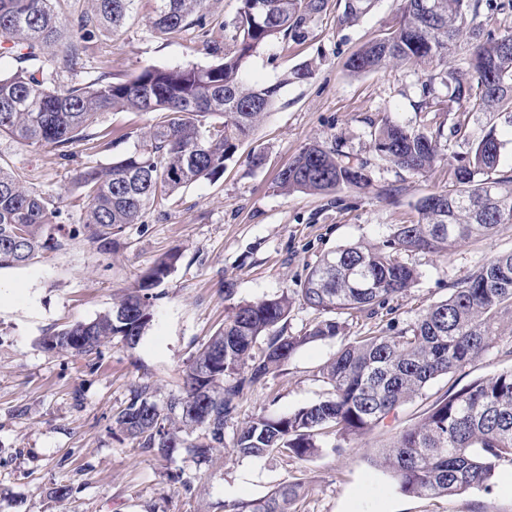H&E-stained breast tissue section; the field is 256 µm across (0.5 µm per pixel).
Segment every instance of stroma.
<instances>
[{
  "instance_id": "stroma-1",
  "label": "stroma",
  "mask_w": 512,
  "mask_h": 512,
  "mask_svg": "<svg viewBox=\"0 0 512 512\" xmlns=\"http://www.w3.org/2000/svg\"><path fill=\"white\" fill-rule=\"evenodd\" d=\"M400 0H376L355 25L338 28L344 0H331L296 41L274 39L246 66L249 80L280 84L278 102L226 161L216 179H202L166 200L148 204L140 223L126 225L108 249L99 248L83 227L74 178L105 167L134 151L140 135L159 119L153 112L100 113L94 131L108 132L106 149L87 142L71 146L68 158L50 147L25 146L0 136V165L24 176L27 186L58 206L59 248L32 262L0 268V512H224L225 504L263 498L280 484L303 479L308 493L300 512H512V462L502 461L490 488L455 496H409L376 465L382 448L417 423L437 399L479 378L512 368V355L490 350L453 377L429 383L422 394L365 436L336 450L326 437L319 455L300 461L278 455L241 457L231 441L238 425L257 415L280 416L323 399L319 370L341 347L339 340L307 344L265 384L247 389L225 429L223 448L197 462L185 448L173 464L145 452L136 440L113 433L114 416L134 387L148 383L160 397L179 393L183 370L197 349L224 324L235 301H257L299 287L326 254L359 242L378 243L400 224L417 220V201L448 185L451 170L489 130L504 142L499 173H512V114L469 111L453 104L441 126L444 159L415 175L380 161L371 134L384 120L409 128L436 123L417 110L424 73L389 67L351 74L345 63L363 43L394 24ZM156 0H135L120 30L94 33L79 64L64 69L52 54L35 61L50 86L128 80L146 65L208 66L213 45L231 35L239 0H207L206 26L158 34L152 27ZM310 64L313 79L285 77ZM465 120V136L451 134ZM337 142L343 154L363 160L371 177L367 193H281V169L307 143ZM264 155L252 166L253 153ZM396 189L394 198L382 197ZM181 258L158 286L153 319L139 343L119 340L96 353L73 356L43 348L41 340L71 324L89 321L112 307L121 290L134 285L165 252ZM512 251V224L489 237L449 248L447 253L412 252L404 262L420 277L405 294L391 298L373 318L350 320L360 336L375 327L399 329L429 304L446 299L453 284L501 252ZM233 282V301L224 284ZM71 487L57 500L53 490Z\"/></svg>"
}]
</instances>
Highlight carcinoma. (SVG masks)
Listing matches in <instances>:
<instances>
[{"instance_id": "cac0c4a2", "label": "carcinoma", "mask_w": 512, "mask_h": 512, "mask_svg": "<svg viewBox=\"0 0 512 512\" xmlns=\"http://www.w3.org/2000/svg\"><path fill=\"white\" fill-rule=\"evenodd\" d=\"M54 0H0V56L22 67L0 74V136L28 146H51L60 156L89 140L86 130L108 110L159 112L142 146L107 167L89 168L75 181L85 202L84 224L107 243L127 224H138L146 205L201 178L224 172V162L272 110L280 85L251 84L243 78L248 60L269 41L298 40L330 0H239L232 48L210 66L166 68L148 65L124 82H97L51 90L24 63L37 61L56 45L62 29L77 41L62 53V65L80 60L81 42L95 31L124 24L133 0H95V9L72 20L55 12ZM400 16L387 32L353 52L347 70L364 74L390 65L427 72L420 109L441 105L435 84L448 101L471 112H512V32L483 33L482 7L512 10V0H400ZM374 0H345L339 26L356 23ZM205 0H158L152 20L159 34L203 25ZM473 40L467 68L448 65L454 44ZM440 131L385 122L374 132L378 157L413 174L431 171L441 160ZM502 141L495 128L454 168L448 188L422 197L419 219L400 224L381 245L339 248L308 272L299 288L254 302H240L187 366L183 391L157 401L150 384L136 387L115 428L166 461L179 448L200 460L224 445V428L244 390L265 383L298 349L316 341L341 339L336 357L322 368L329 387L324 400L276 417L257 415L241 424L233 449L242 457L274 453L306 460L321 452L330 429L336 449L382 424L416 398L433 380L455 373L500 346L501 318L512 314V251L498 254L453 285L448 298L429 305L411 324L387 335L372 331L346 337L343 316L371 317L391 296L413 287L417 270L403 252L444 253L448 248L512 224V176L494 177ZM367 163L355 162L335 144L312 142L280 171L283 192L331 194L366 190ZM58 211L25 185L24 177L0 166V267L31 260L49 247L45 226ZM178 254L167 253L125 290L112 308L90 322H77L47 336L42 344L72 355H88L116 337L136 345L152 318L153 289L168 277ZM327 315L301 336L280 324L296 299ZM265 346L255 347L260 338ZM197 434V442L186 436ZM512 459V369L436 401L422 420L401 431L377 465L391 473L401 492L413 496H454L488 485L499 462ZM301 480L266 497L225 505L226 512H299Z\"/></svg>"}]
</instances>
